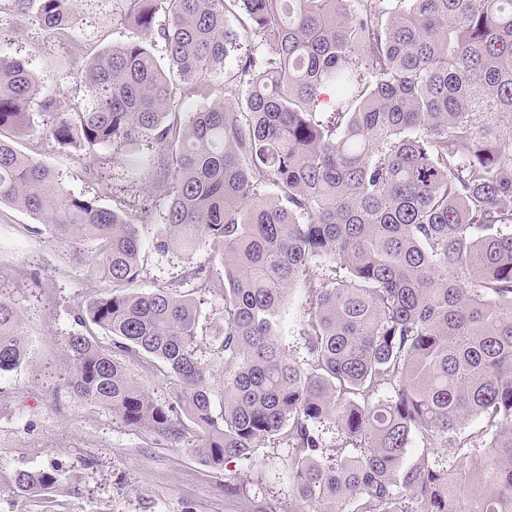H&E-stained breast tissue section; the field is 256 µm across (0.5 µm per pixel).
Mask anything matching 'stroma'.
Returning <instances> with one entry per match:
<instances>
[{
  "label": "stroma",
  "mask_w": 512,
  "mask_h": 512,
  "mask_svg": "<svg viewBox=\"0 0 512 512\" xmlns=\"http://www.w3.org/2000/svg\"><path fill=\"white\" fill-rule=\"evenodd\" d=\"M40 0H0V57L25 64L36 77L62 93L66 101L94 106V89L84 77L88 58L99 51L137 40L129 21L128 0H73L77 23L51 35L38 23ZM234 64L208 84L176 90L171 110L181 121L220 100L236 102L241 87L227 83ZM19 147L51 166L63 187L77 197L126 213L144 242L160 233L166 200L152 191L155 146L143 138L132 146L142 164L127 168L111 146L90 150L55 141L43 128L20 138ZM41 219L0 205V295L18 308L30 355L18 368L0 373V512H285L294 488L288 479L292 453L285 443H265L248 458H231L214 467L189 456L166 438L121 424L111 411L85 403L66 386L68 341L83 330L76 304L103 293L105 282L90 269L63 259L59 245L37 234ZM206 266L221 271L216 247L200 243L190 252L173 250L158 258L142 254L137 290L167 287L187 270ZM198 360L207 369L212 409H224L225 365L212 336L224 314L223 294H199ZM304 284L289 293L282 309L281 341L287 352L307 359L303 336ZM51 470L57 482L41 492H22L14 484L20 471ZM234 481L238 493L224 488Z\"/></svg>",
  "instance_id": "stroma-1"
}]
</instances>
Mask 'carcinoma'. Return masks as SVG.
<instances>
[{
    "mask_svg": "<svg viewBox=\"0 0 512 512\" xmlns=\"http://www.w3.org/2000/svg\"><path fill=\"white\" fill-rule=\"evenodd\" d=\"M40 2L45 31L74 26L71 0ZM128 2L140 39L86 62L89 109L0 58V204L42 218L48 240L108 285L78 319L110 343L70 338L68 389L215 466L286 442L288 512H512V0ZM230 16L266 45L228 75L244 100L169 119L176 84L193 89L224 67ZM158 39L166 70L149 49ZM36 98L60 144L154 141L152 189L168 200L156 252L219 247L224 276L195 268L185 280L224 293L221 415L196 357L195 300L134 289L138 226L18 149ZM317 258L336 261L335 277L311 274ZM300 281L307 368L279 343ZM27 356L0 296V372ZM124 358L170 378L171 401L155 402ZM383 389L393 396L378 399ZM326 420L345 437L329 464ZM472 420L482 427L467 433ZM415 436L422 454L408 464ZM437 448L454 452L429 457ZM56 482L49 470L15 477L23 491Z\"/></svg>",
    "mask_w": 512,
    "mask_h": 512,
    "instance_id": "cac0c4a2",
    "label": "carcinoma"
}]
</instances>
